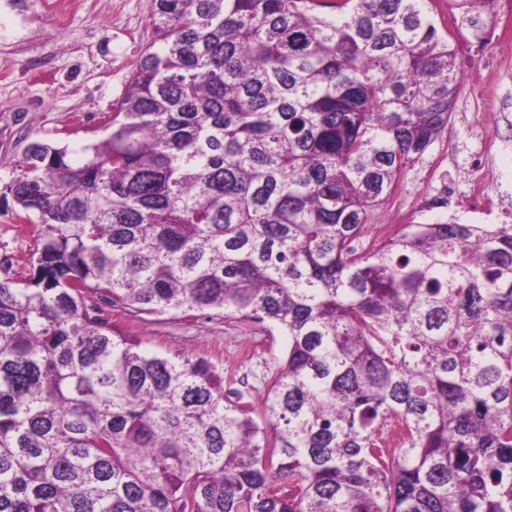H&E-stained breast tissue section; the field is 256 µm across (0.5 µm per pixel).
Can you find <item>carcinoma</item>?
Returning <instances> with one entry per match:
<instances>
[{
	"label": "carcinoma",
	"instance_id": "obj_1",
	"mask_svg": "<svg viewBox=\"0 0 512 512\" xmlns=\"http://www.w3.org/2000/svg\"><path fill=\"white\" fill-rule=\"evenodd\" d=\"M450 2L151 0L109 133L6 186L41 232L0 277V512H512V224L369 233L492 26ZM116 308L288 344L257 402Z\"/></svg>",
	"mask_w": 512,
	"mask_h": 512
}]
</instances>
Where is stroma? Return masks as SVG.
Instances as JSON below:
<instances>
[{
	"mask_svg": "<svg viewBox=\"0 0 512 512\" xmlns=\"http://www.w3.org/2000/svg\"><path fill=\"white\" fill-rule=\"evenodd\" d=\"M149 0H0V194L15 164L35 141L75 146L105 136L112 107L153 41ZM461 92L448 132L409 167L401 188L373 217L418 224L444 222V210H425L434 193L435 167L446 169L456 197L469 193L474 158L493 155L494 169L512 172V148L494 145L488 125L476 124L481 92L471 72L483 66L512 97V67L501 52L479 54L474 44L456 46ZM39 226L0 198V276H24ZM120 328L139 336L148 350L201 354L236 367L253 398H261L287 339L262 326L244 329L233 320L194 317H118Z\"/></svg>",
	"mask_w": 512,
	"mask_h": 512,
	"instance_id": "35a3bbf8",
	"label": "stroma"
}]
</instances>
